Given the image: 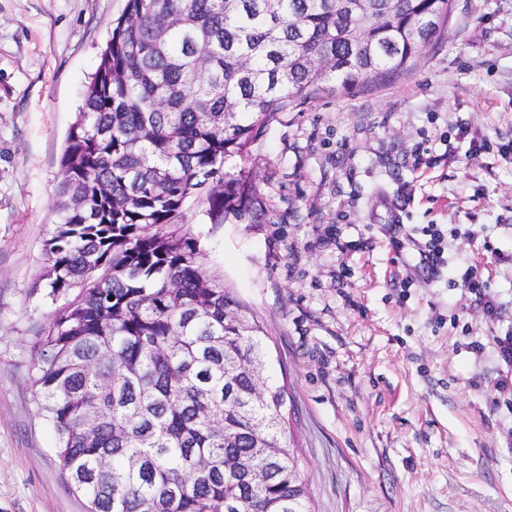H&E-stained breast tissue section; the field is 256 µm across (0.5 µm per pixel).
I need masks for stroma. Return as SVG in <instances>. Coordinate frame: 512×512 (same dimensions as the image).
<instances>
[{
  "instance_id": "35a3bbf8",
  "label": "stroma",
  "mask_w": 512,
  "mask_h": 512,
  "mask_svg": "<svg viewBox=\"0 0 512 512\" xmlns=\"http://www.w3.org/2000/svg\"><path fill=\"white\" fill-rule=\"evenodd\" d=\"M125 5L0 0V512L88 509L30 351L66 135ZM243 168L246 213L214 226L193 199L183 222L267 332L318 512H512V0H452L403 73L294 102L224 165ZM426 224L448 239L428 278ZM474 269L495 321L461 286Z\"/></svg>"
}]
</instances>
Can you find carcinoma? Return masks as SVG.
Returning a JSON list of instances; mask_svg holds the SVG:
<instances>
[{"instance_id": "1", "label": "carcinoma", "mask_w": 512, "mask_h": 512, "mask_svg": "<svg viewBox=\"0 0 512 512\" xmlns=\"http://www.w3.org/2000/svg\"><path fill=\"white\" fill-rule=\"evenodd\" d=\"M451 2L126 0L66 138L40 277L56 309L32 350L37 411L92 512H315L263 329L182 208L241 214L255 187L224 159L255 127L400 74Z\"/></svg>"}]
</instances>
